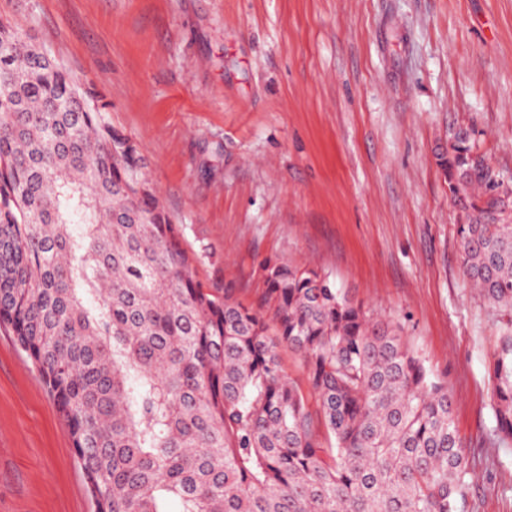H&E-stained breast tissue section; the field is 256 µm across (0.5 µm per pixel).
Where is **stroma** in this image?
I'll list each match as a JSON object with an SVG mask.
<instances>
[{"mask_svg": "<svg viewBox=\"0 0 512 512\" xmlns=\"http://www.w3.org/2000/svg\"><path fill=\"white\" fill-rule=\"evenodd\" d=\"M135 143L205 285L272 258L327 274L444 381L478 512H512L486 438L498 309L462 275L437 156L467 134L512 185V0H0ZM0 512H93L70 431L0 326Z\"/></svg>", "mask_w": 512, "mask_h": 512, "instance_id": "1", "label": "stroma"}]
</instances>
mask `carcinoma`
Listing matches in <instances>:
<instances>
[{"label": "carcinoma", "mask_w": 512, "mask_h": 512, "mask_svg": "<svg viewBox=\"0 0 512 512\" xmlns=\"http://www.w3.org/2000/svg\"><path fill=\"white\" fill-rule=\"evenodd\" d=\"M0 20V324L104 512H468L448 388L312 268L255 306L206 287L108 104ZM462 136L439 165L463 277L502 310L489 438L512 444V200ZM299 355L308 388L283 368Z\"/></svg>", "instance_id": "cac0c4a2"}]
</instances>
